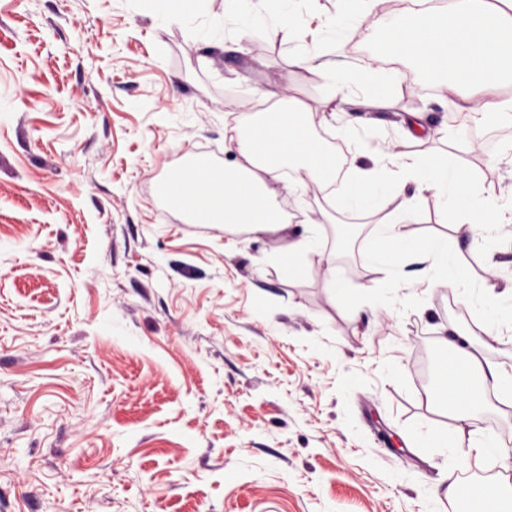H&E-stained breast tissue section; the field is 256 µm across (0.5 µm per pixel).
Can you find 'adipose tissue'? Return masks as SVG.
Returning a JSON list of instances; mask_svg holds the SVG:
<instances>
[{
  "instance_id": "1",
  "label": "adipose tissue",
  "mask_w": 512,
  "mask_h": 512,
  "mask_svg": "<svg viewBox=\"0 0 512 512\" xmlns=\"http://www.w3.org/2000/svg\"><path fill=\"white\" fill-rule=\"evenodd\" d=\"M321 10L320 0H225L224 19L214 26L210 42L223 44L229 51L253 31H282L290 44L293 67L318 78L322 90L319 108L310 113L293 98L240 85L242 97L276 100L279 109L274 120L264 124L259 113L242 115L235 135V164L214 177L206 162H195L175 176L172 201L198 222L228 228L241 225L249 234L272 237L274 258L322 273L338 294L352 295L360 306L382 302L385 295L381 292L351 294L337 253L319 250L312 237L290 234L287 216L275 201L278 188L292 192L313 186L320 190L335 176V158L309 145L310 125H329L342 112L364 110L365 118L344 124L343 131L356 153H372V165L350 166L344 187L347 201L372 200L379 223L387 228L383 255L373 264V272L388 275L407 253L422 254L429 263V287L465 293L476 303L483 332L492 340L511 335L512 279L505 281V298L488 303L486 282L471 280L449 260L447 251L416 241L408 226L420 200L430 197L441 212L450 215L458 238L475 239L473 215L479 210L486 212L495 226L510 228L512 188H486L447 161L377 146L376 115L387 107L388 82L382 67L339 71L324 67L321 59L344 50L343 45L330 42L327 30L387 29L390 46L412 57L419 68L440 69L454 85L474 83L480 87L482 107H460L471 128L487 135L511 128L512 99L499 93L498 76L502 66L512 62V0H499L493 8L487 7L485 0H450L445 22L437 16L414 13L381 16L376 12V0H336V9L325 26L313 27ZM408 184L413 187L409 193L404 190ZM442 342L456 353L455 362L440 371L444 382L469 386L478 376L497 379V367L489 360L487 348L468 350L464 332L451 329Z\"/></svg>"
}]
</instances>
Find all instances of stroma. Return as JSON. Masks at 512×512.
<instances>
[{"label":"stroma","instance_id":"1","mask_svg":"<svg viewBox=\"0 0 512 512\" xmlns=\"http://www.w3.org/2000/svg\"><path fill=\"white\" fill-rule=\"evenodd\" d=\"M160 0H0V512H458L476 481L512 506V465L483 463L481 443L512 449V386L461 394L468 418L438 402L410 361L448 324L481 342L475 310L452 317L404 263L384 308L352 306L306 268L273 259L272 241L191 221L168 201L197 160L229 167L239 79L318 106L316 77L291 67L282 34L236 53L206 45L201 24L224 0L160 19ZM388 89L380 135L424 113L405 151L447 158L484 187L511 166L477 144L440 97V75L410 59ZM483 236L455 240L433 200L412 234L469 277L512 275V240L475 215ZM291 231L368 225L375 207L308 194ZM500 250L489 267L487 246ZM461 446L441 455L432 434Z\"/></svg>","mask_w":512,"mask_h":512}]
</instances>
